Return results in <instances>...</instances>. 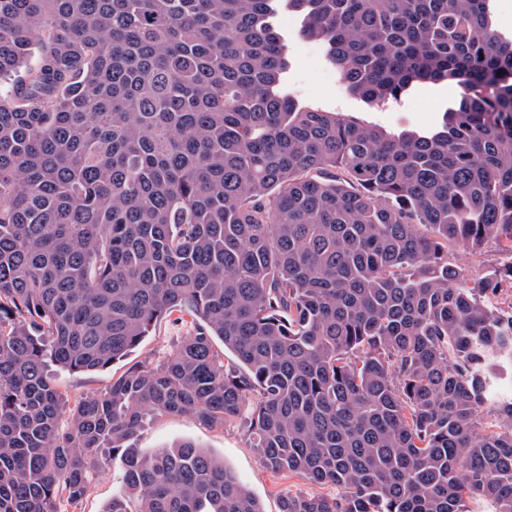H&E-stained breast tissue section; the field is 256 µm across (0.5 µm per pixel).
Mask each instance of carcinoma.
<instances>
[{
  "mask_svg": "<svg viewBox=\"0 0 512 512\" xmlns=\"http://www.w3.org/2000/svg\"><path fill=\"white\" fill-rule=\"evenodd\" d=\"M371 105L454 81L400 133L288 95L280 4ZM492 0H0V512H60L105 453L106 512H264L148 411L244 427L336 495L280 512H512V36ZM35 65H30L32 56ZM193 331L69 403L47 374ZM233 356L215 350V340ZM489 405L499 422L476 433ZM456 260L464 267H468L475 275H480L487 267L496 264L499 259H504L497 251L494 241L487 243L480 254L472 255L463 248L457 249Z\"/></svg>",
  "mask_w": 512,
  "mask_h": 512,
  "instance_id": "cac0c4a2",
  "label": "carcinoma"
}]
</instances>
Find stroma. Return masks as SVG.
<instances>
[{
	"mask_svg": "<svg viewBox=\"0 0 512 512\" xmlns=\"http://www.w3.org/2000/svg\"><path fill=\"white\" fill-rule=\"evenodd\" d=\"M278 28L288 46V91L298 102L392 132L406 129L425 131L437 125L443 112L459 97L455 82L425 84L396 100L371 105L351 94L335 67L327 60L320 43L301 34L302 20L291 12H281ZM192 330L190 323L165 319L156 324L137 348L113 367L90 373H70L51 369L50 377L69 400L75 401L107 389L113 377L144 361L160 362L182 336ZM182 440L207 448L233 469L265 512H279V499L286 492L318 493L332 496L335 486L315 485L298 475L266 469L239 427L207 428L191 415L152 414L135 442L148 452ZM122 471L111 457H104L91 471L86 494L75 503L62 502L61 512H106L113 496L121 490Z\"/></svg>",
	"mask_w": 512,
	"mask_h": 512,
	"instance_id": "1",
	"label": "stroma"
}]
</instances>
